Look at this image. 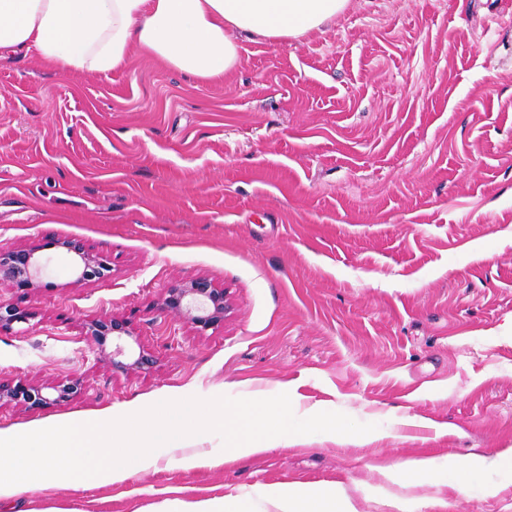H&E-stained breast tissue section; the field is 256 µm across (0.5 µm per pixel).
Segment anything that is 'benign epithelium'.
<instances>
[{"label": "benign epithelium", "mask_w": 512, "mask_h": 512, "mask_svg": "<svg viewBox=\"0 0 512 512\" xmlns=\"http://www.w3.org/2000/svg\"><path fill=\"white\" fill-rule=\"evenodd\" d=\"M47 247L60 248L72 256L73 273L78 282L100 278L110 269L109 259L93 251L82 240L55 238L43 244L0 251V283L7 282L24 293L43 287L45 264L38 253ZM157 308L159 313L177 316L197 332L204 333L224 323L230 303L226 289L216 287L204 275H197L176 281L166 288ZM24 318L25 311L0 298V331L11 328L13 323ZM83 330L112 364V374L126 377L146 375L157 367V355L143 347L137 356L126 357V340L136 339L132 320L128 317L112 315L92 319L84 324ZM81 389L82 384L77 378H65L49 386L35 385L24 378H0V405L38 409L68 401Z\"/></svg>", "instance_id": "1"}]
</instances>
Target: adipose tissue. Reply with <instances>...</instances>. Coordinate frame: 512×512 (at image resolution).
<instances>
[{"instance_id": "ef3b65f1", "label": "adipose tissue", "mask_w": 512, "mask_h": 512, "mask_svg": "<svg viewBox=\"0 0 512 512\" xmlns=\"http://www.w3.org/2000/svg\"><path fill=\"white\" fill-rule=\"evenodd\" d=\"M351 0H0V53L33 51L70 71L106 73L122 68L133 50L201 82L235 71L241 37L285 44L321 31ZM502 455L475 453L419 458L380 470V494L389 486H434L443 468L459 473L498 468ZM275 512H357L333 486L281 487Z\"/></svg>"}]
</instances>
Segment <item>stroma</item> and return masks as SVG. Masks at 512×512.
<instances>
[{
    "mask_svg": "<svg viewBox=\"0 0 512 512\" xmlns=\"http://www.w3.org/2000/svg\"><path fill=\"white\" fill-rule=\"evenodd\" d=\"M241 44L208 83L138 52L97 75L0 59V250L75 237L112 266L79 282L52 248L47 287L0 284L28 314L0 333V376L83 383L57 405H1L0 428L286 393L296 417L338 411L377 441L301 435L228 462L211 432L192 446L206 465L166 444L124 483L30 482L0 512H168L289 483L396 512L361 492L379 468L512 448V0H351L299 41ZM196 274L232 305L202 334L154 311ZM112 313L154 373L113 376L82 335ZM456 479L397 494L405 512H512V458L463 494Z\"/></svg>",
    "mask_w": 512,
    "mask_h": 512,
    "instance_id": "35a3bbf8",
    "label": "stroma"
}]
</instances>
